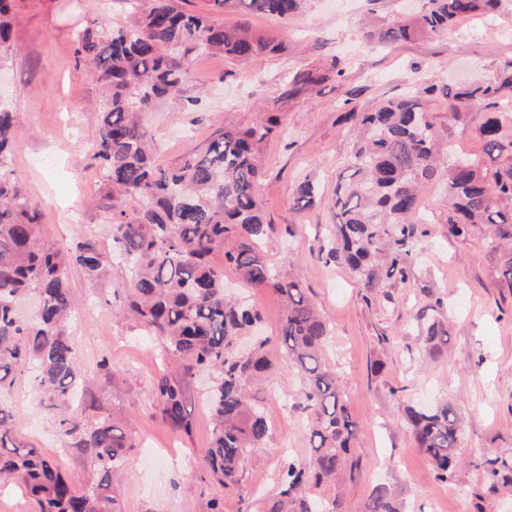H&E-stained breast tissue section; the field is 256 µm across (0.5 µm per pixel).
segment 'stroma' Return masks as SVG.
Instances as JSON below:
<instances>
[{
	"label": "stroma",
	"instance_id": "stroma-1",
	"mask_svg": "<svg viewBox=\"0 0 512 512\" xmlns=\"http://www.w3.org/2000/svg\"><path fill=\"white\" fill-rule=\"evenodd\" d=\"M420 6L421 0H379L373 7L367 0H307L287 24L226 11L219 22L249 24L279 44V52L239 65L195 56L176 97L157 101L145 121L155 134L158 162L168 166L218 126L249 128L271 115L281 119L278 134L262 144L267 174L258 192L271 226L264 253L277 271L299 281L326 318L323 360L335 368L355 423L357 467L322 484L317 496L341 500L344 512H366L373 490L384 486L402 512H512V493L489 491L474 466L484 455L512 454V287L502 276V250L486 242V227L449 235L447 193L437 182L422 191L427 234L416 244L407 280L386 279L369 290L348 268L318 257L332 244L331 201L353 143L347 112L372 111L420 82L467 81L512 58V0L500 13L459 20L441 36L391 48L366 44L364 31ZM133 10L131 0H14L11 47L0 55V108L16 118L11 168L37 212L40 238L67 252L86 241L107 258L113 249L104 182L89 156L101 92L92 68L76 61L75 39L91 18L126 25ZM305 72L330 80L321 90L293 86V76ZM485 118L475 110L455 125L441 146L444 159L479 153L475 129ZM307 177L320 193L301 210L295 197ZM235 245L226 239L210 261L223 267L228 288L244 290L261 312L272 367L248 387L269 438L251 450L241 485L230 489L201 465L212 432L207 375L187 373L124 309L132 285L124 267L112 265L106 277L94 279L73 261L65 263L76 303L66 333L80 369L70 412L86 427L112 417L124 432L128 449L112 476L121 512H210L214 498L223 500L224 512H263L265 498L277 490L284 456L307 455L294 408L299 379L277 337L282 302L272 289L244 286L225 266L224 253ZM438 296L448 335L433 346L416 315ZM159 371L182 381L190 432L163 418L152 385ZM7 398L17 442L40 448L76 489L97 482L90 453L70 447L58 433L29 380L16 381ZM439 400L456 407L464 432L460 465L445 483L415 447L404 419L406 407Z\"/></svg>",
	"mask_w": 512,
	"mask_h": 512
}]
</instances>
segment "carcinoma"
<instances>
[{"mask_svg": "<svg viewBox=\"0 0 512 512\" xmlns=\"http://www.w3.org/2000/svg\"><path fill=\"white\" fill-rule=\"evenodd\" d=\"M212 11L230 8L259 13L283 22L294 20L305 0H210ZM503 0H423L410 17L364 33L374 46L390 48L415 37L437 36L457 20L497 10ZM12 0H0V48L10 40ZM278 46L243 24L227 28L211 15L176 10L170 0H150L125 26L91 19L76 37L78 59L93 64L104 99L99 133L91 159L103 174L117 263L129 272L134 288L128 308L147 332L159 337L167 354L188 371L215 374L207 394L212 439L204 468L228 487L241 481L243 462L263 446L268 425L247 396L251 380L271 367L264 354L267 340L256 339L247 352L238 336L261 323L260 313L244 301L224 295V269L210 254L236 239L226 262L254 288H271L283 300L279 333L290 368L302 387L295 403L304 422L308 455L303 462L284 461L279 488L264 512H342L341 503L313 494L333 481L351 460L355 424L336 371L321 351L328 325L299 282L281 276L267 262L262 244L269 225L257 191L264 172L261 144L278 131L271 115L256 127L217 128L211 136L164 167L155 158V138L142 122L158 98L173 93L186 75L185 61L207 53L246 62ZM445 111L437 122L429 104ZM491 113L476 129L482 154L441 167L440 142L462 114L474 107ZM359 129L347 170L332 199L335 240L321 256L357 273L371 289L384 278L405 279L410 271L421 225L422 188L445 181L448 232L456 237L483 224L491 244L512 243V59L496 65L490 77L448 85L430 84L411 94L382 102L373 112H349ZM11 113L0 111V479H17L30 489L38 512H121L112 473L124 463V436L115 421L102 417L83 427L67 412L78 373L75 350L64 331L74 309L64 250L43 242L27 197L12 178L14 146ZM317 187L306 179L297 188V206L314 202ZM75 262L92 278L105 274L96 246L77 245ZM28 291L39 301L31 320L15 312ZM426 340L447 335L443 324L422 311ZM25 374L43 394V408L53 415L72 448L92 450L100 476L92 487L77 490L38 448L12 440L13 411L4 393L16 374ZM154 389L165 418L189 432L180 381L160 374ZM406 418L416 447L430 459L436 477L452 478L458 466L462 429L449 402L409 408ZM492 492L512 487V458L484 456L474 463ZM367 512H399L391 492L375 489Z\"/></svg>", "mask_w": 512, "mask_h": 512, "instance_id": "1", "label": "carcinoma"}]
</instances>
